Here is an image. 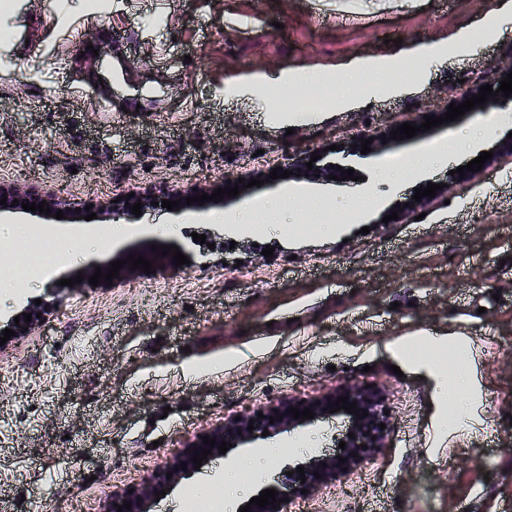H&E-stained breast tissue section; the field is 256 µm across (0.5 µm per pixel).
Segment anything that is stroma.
Here are the masks:
<instances>
[{
    "label": "stroma",
    "mask_w": 512,
    "mask_h": 512,
    "mask_svg": "<svg viewBox=\"0 0 512 512\" xmlns=\"http://www.w3.org/2000/svg\"><path fill=\"white\" fill-rule=\"evenodd\" d=\"M418 42L439 54L429 67L410 63ZM511 56L512 0H0V183L82 209L131 191L162 200L176 185L251 182L228 205L156 206L108 238L109 216L0 214L36 254L85 240L16 296L0 294L5 317L122 251L175 245L189 259L83 284L0 353L10 512H100L105 493L141 482L185 438L349 383L385 393L386 445L287 512H512V158L450 175L512 120L468 113L381 153L360 149L423 111L446 112ZM360 58L389 68L349 82L343 69ZM303 94L325 109L297 111ZM442 142L454 151L420 174L392 165ZM321 147L318 167L356 180L270 179ZM430 182L451 189L421 203L422 220L384 223ZM269 207L279 221L263 233L220 225L245 211L262 221ZM458 402L466 420L449 423ZM345 429L333 419L230 449L153 510L224 492L233 472V512L262 476L339 453Z\"/></svg>",
    "instance_id": "1"
}]
</instances>
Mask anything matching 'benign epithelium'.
Segmentation results:
<instances>
[{"mask_svg":"<svg viewBox=\"0 0 512 512\" xmlns=\"http://www.w3.org/2000/svg\"><path fill=\"white\" fill-rule=\"evenodd\" d=\"M227 181L223 180L213 187L203 190L199 189L193 191L191 189H173L169 194V200L180 201L178 209L182 210L187 208L185 205L186 198L203 193L212 194L213 190L217 188H225ZM7 194L6 204H0V213L3 212H21L23 211L22 204L24 203H44V207L51 209V213H56L59 210L68 212L71 210L70 203L67 200L56 196L49 192L42 194L35 193L30 190H25L16 186H3L0 184V195ZM18 200L17 205H12L13 200ZM143 204V209L151 208V201L153 198L145 193L137 192L135 196L129 198L122 196L120 201L111 202L103 206V215L112 216H125L130 214V207L136 202ZM71 290L69 286H55L51 288L50 299L44 300L41 304H28L21 308L18 315L21 316L19 321L9 319L5 327L16 332V335L10 338V341L0 346V351L11 345L21 336L29 335V332L42 322V317L54 311L63 300V294ZM30 313L32 319L30 323H25L22 315ZM348 397V402L357 403V414L362 411H368V416L360 419L356 414H350L344 410L335 413L325 411L328 404L337 400V397ZM297 407L299 409L309 408L314 412V420H330L338 417L347 419L346 432L354 434V437H345L346 442L345 452L342 457L346 458L344 466H339L337 456L326 453H317L303 463L306 480H300V474L297 473V466H284L280 468L279 472L275 474L274 483L267 485V488L278 491L276 498L282 500L287 497L291 500L302 498L304 494L301 490H308V494L312 495L322 489L336 483L337 480L343 475V468L349 469L360 464L368 455L376 453L379 449L385 447L390 424L391 415L384 413L388 409L383 392L376 387H366L360 384H348L343 387L339 393H327L318 400L314 401H299L295 399L282 400L280 402L270 404L260 409L258 412H253L249 415L243 416L238 420H232L229 423L215 426L207 431L202 432V435H196L190 439L181 454L174 458L172 461L165 463L160 469L155 471L152 475L146 477L141 483L134 487V492H124L122 494H112L106 496L101 505V512H117V506L125 502H131V509H122V512H151V508L155 503V493L168 489L173 481L185 475L187 471L195 470V464L192 463L195 449H211V454L207 458H215L219 456V446L214 447L203 443L201 436H209L216 439L218 443L226 441L233 444V447H239L246 444H251L262 438V432L268 431V435H275L282 432H290L298 427H303L310 423V420H301L293 418V415L287 412V409ZM282 415V420L270 421V417ZM385 424V428H380L379 424ZM254 426L253 430H248V426ZM356 453V456H351V453ZM326 462L327 467H321V462ZM186 463L187 470H179L177 466L181 463ZM319 472L321 477L314 476V472ZM172 473V477H167V473Z\"/></svg>","mask_w":512,"mask_h":512,"instance_id":"7a95c632","label":"benign epithelium"}]
</instances>
